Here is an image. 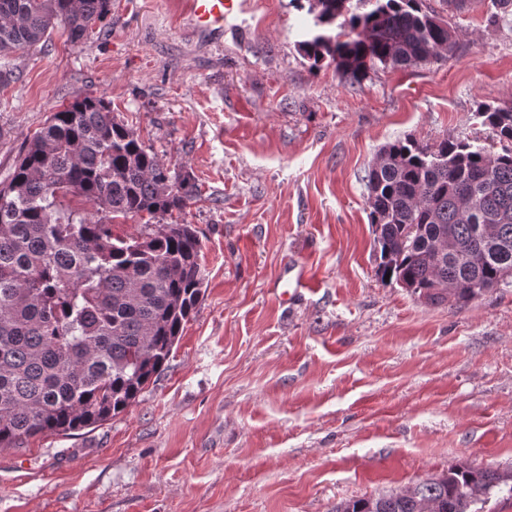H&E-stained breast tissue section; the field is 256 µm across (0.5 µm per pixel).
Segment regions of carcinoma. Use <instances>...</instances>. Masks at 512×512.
<instances>
[{
  "mask_svg": "<svg viewBox=\"0 0 512 512\" xmlns=\"http://www.w3.org/2000/svg\"><path fill=\"white\" fill-rule=\"evenodd\" d=\"M306 2L313 30L300 50L351 84L454 48L423 0ZM111 5L0 0V55L46 41L57 20L86 40ZM479 117L500 152L405 137L381 146L367 175L378 274L433 305L512 285V107L484 104ZM69 195L89 210L69 209ZM197 196L193 173L161 162L101 98L52 113L29 140L0 184V448L104 422L162 370L203 295L198 231L173 220ZM145 214L153 223L138 233H114ZM511 479L454 466L336 512H472Z\"/></svg>",
  "mask_w": 512,
  "mask_h": 512,
  "instance_id": "1",
  "label": "carcinoma"
}]
</instances>
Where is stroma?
I'll list each match as a JSON object with an SVG mask.
<instances>
[{
	"label": "stroma",
	"instance_id": "stroma-1",
	"mask_svg": "<svg viewBox=\"0 0 512 512\" xmlns=\"http://www.w3.org/2000/svg\"><path fill=\"white\" fill-rule=\"evenodd\" d=\"M438 8L452 57L350 85L298 48L292 0H235L214 38L188 0H112L101 29L0 56V182L47 118L104 98L199 195L205 293L125 412L0 448V512H333L455 464L512 473V286L431 305L381 281L365 176L407 136L487 146L512 107V17ZM303 268L287 300L284 264Z\"/></svg>",
	"mask_w": 512,
	"mask_h": 512
}]
</instances>
